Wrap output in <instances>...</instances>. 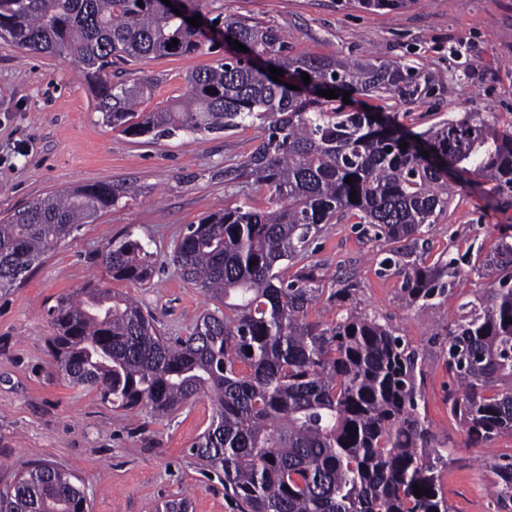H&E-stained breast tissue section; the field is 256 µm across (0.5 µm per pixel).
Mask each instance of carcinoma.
<instances>
[{"label": "carcinoma", "instance_id": "cac0c4a2", "mask_svg": "<svg viewBox=\"0 0 512 512\" xmlns=\"http://www.w3.org/2000/svg\"><path fill=\"white\" fill-rule=\"evenodd\" d=\"M0 39L25 53L72 58L93 84L105 123L126 134L207 136L248 121L268 125L250 156L224 169V184L264 192L266 208L215 211L174 244L172 264L214 309L187 335L166 336L122 293L88 286L60 298L48 343L69 384L97 391L116 410L140 407L153 417L210 397L214 416L191 456L224 473V496L238 512H456L442 484L448 449L418 412L417 353L376 315L350 308L334 321L310 320L326 288L305 260L327 225L354 218L393 245L379 270L402 277L408 305L432 306L463 270L454 258L409 260L417 234L448 211L456 180L469 174L512 203V117L466 112L412 132L382 106L343 103L346 91L384 101L429 96L432 78L411 61L291 56L273 26L227 18L207 33L162 0H0ZM236 40L280 69L282 82L234 55ZM208 42L222 43L224 58L189 73L186 91L162 108L138 111L151 82L110 78L115 63L195 54ZM328 89L339 97L317 94ZM421 142L444 165L424 158ZM122 194L110 184L54 193L1 221L0 290L22 282ZM101 258L114 281L146 283L154 272L152 253L130 234ZM467 264L494 280L459 304L444 358L453 381L448 412L468 446L480 448L512 437V235ZM485 466L495 476L489 512H512V455L491 456ZM415 483L425 489L419 498ZM0 512H89V505L74 475L34 460L0 499Z\"/></svg>", "mask_w": 512, "mask_h": 512}]
</instances>
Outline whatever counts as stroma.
Instances as JSON below:
<instances>
[{
  "label": "stroma",
  "instance_id": "1",
  "mask_svg": "<svg viewBox=\"0 0 512 512\" xmlns=\"http://www.w3.org/2000/svg\"><path fill=\"white\" fill-rule=\"evenodd\" d=\"M202 17L256 19L276 27L290 54L339 61L373 50L383 59H410L435 80L432 96L389 101L398 123L416 132L464 112L512 114V0H413L402 9L364 8L358 0H193ZM221 48L117 64L113 81L154 79L140 109L152 111L184 92L192 70L215 64ZM265 135L248 123L206 137L177 133L160 140L112 129L96 107L93 88L75 63L57 55L26 54L0 40V218L59 188L114 183L124 196L82 225L45 256L26 279L0 291V496L17 472L40 459L72 473L90 512H155L160 503L188 498L190 512H234L224 477L201 469L189 450L214 414L210 398H195L164 418L114 411L96 392L69 385L48 350L49 311L87 284L136 298L169 336L186 335L211 303L170 261L187 225L223 207L265 205L262 193L224 184V170L244 162ZM512 227V206L491 183H460L447 214L424 228L415 258H462L490 250ZM133 234L153 254L155 275L141 284L115 281L101 261L112 240ZM381 242L346 221L312 243L309 263L324 279L351 278L358 310L386 318L414 348L425 372L420 411L436 439L455 458L442 476L457 512H485L494 481L481 449L448 413L451 380L443 353L461 299L486 281L457 279L435 320L407 307L402 279L378 275Z\"/></svg>",
  "mask_w": 512,
  "mask_h": 512
}]
</instances>
